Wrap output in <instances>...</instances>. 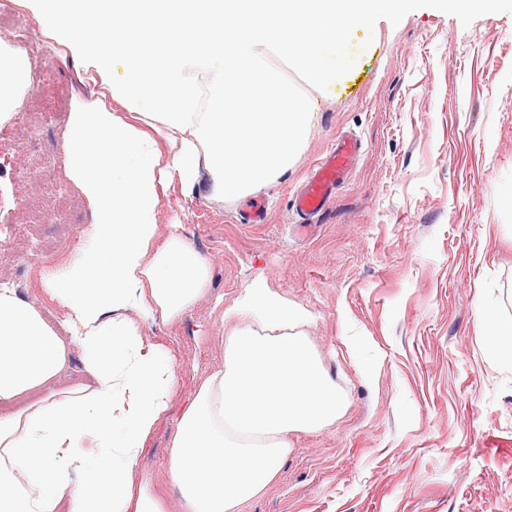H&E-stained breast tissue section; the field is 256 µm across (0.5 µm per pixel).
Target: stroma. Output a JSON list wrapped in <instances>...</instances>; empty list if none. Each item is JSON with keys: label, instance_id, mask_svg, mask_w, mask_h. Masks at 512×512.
<instances>
[{"label": "stroma", "instance_id": "obj_1", "mask_svg": "<svg viewBox=\"0 0 512 512\" xmlns=\"http://www.w3.org/2000/svg\"><path fill=\"white\" fill-rule=\"evenodd\" d=\"M350 79L314 97L313 121L288 174L235 200L172 186L158 237L181 225L210 263V293L179 320L141 323L175 367L173 406L223 357L216 304L256 277L307 309L305 332L346 407L317 431L292 434L278 478L241 512H512V372L483 351L481 308L512 317V0L461 11L456 0H406L377 31L352 37ZM34 129L0 125V269L54 327L65 308L45 293V262L66 261L90 221L87 204L50 228L56 249L18 236L19 202L44 162L76 195L63 134L74 92L90 93L52 44ZM362 153L315 224L291 198L346 133ZM264 202L265 223L247 221ZM357 346H350L349 337ZM174 416L157 423L139 460L167 512H184L169 476Z\"/></svg>", "mask_w": 512, "mask_h": 512}]
</instances>
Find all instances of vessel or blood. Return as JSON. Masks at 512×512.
Instances as JSON below:
<instances>
[{"instance_id":"vessel-or-blood-1","label":"vessel or blood","mask_w":512,"mask_h":512,"mask_svg":"<svg viewBox=\"0 0 512 512\" xmlns=\"http://www.w3.org/2000/svg\"><path fill=\"white\" fill-rule=\"evenodd\" d=\"M361 152L360 141L352 136L337 140L307 174L293 197L292 208L300 215L314 217L334 199L338 186L347 177Z\"/></svg>"}]
</instances>
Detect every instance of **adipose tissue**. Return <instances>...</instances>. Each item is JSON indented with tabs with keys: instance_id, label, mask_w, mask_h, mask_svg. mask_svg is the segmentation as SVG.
<instances>
[{
	"instance_id": "obj_1",
	"label": "adipose tissue",
	"mask_w": 512,
	"mask_h": 512,
	"mask_svg": "<svg viewBox=\"0 0 512 512\" xmlns=\"http://www.w3.org/2000/svg\"><path fill=\"white\" fill-rule=\"evenodd\" d=\"M399 0H13L97 87L70 103L63 150L91 220L42 286L67 309L59 335L0 287V512H166L138 460L171 409L174 363L139 321L178 320L209 290L210 265L178 232L155 246L171 183L214 199L285 176L307 138L311 92L347 78L349 38ZM285 61L308 86L278 68ZM30 85L0 41V123ZM487 358L512 369V321L482 310ZM221 363L179 413L169 471L185 512H239L277 478L291 434L322 429L345 399L304 329L310 313L264 278L220 309ZM87 385L58 393L71 350Z\"/></svg>"
}]
</instances>
